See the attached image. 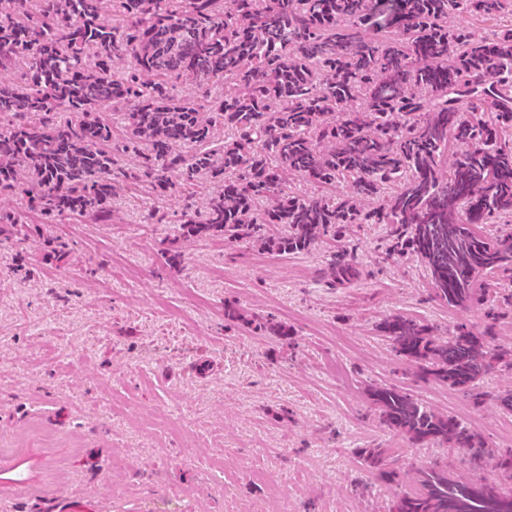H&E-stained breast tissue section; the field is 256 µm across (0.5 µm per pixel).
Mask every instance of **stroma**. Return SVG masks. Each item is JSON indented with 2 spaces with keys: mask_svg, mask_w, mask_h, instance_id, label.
Instances as JSON below:
<instances>
[{
  "mask_svg": "<svg viewBox=\"0 0 512 512\" xmlns=\"http://www.w3.org/2000/svg\"><path fill=\"white\" fill-rule=\"evenodd\" d=\"M153 203L132 185L113 197L109 223L0 234V512H69L67 494L86 512H273L275 486L288 512H389L445 455L456 475L496 476L512 414L415 380L380 330L402 315L438 336L461 323L480 333L484 311L434 299L415 256L383 261L384 226L352 227L350 285L322 275L330 241L274 256L191 240L174 272L159 249L179 234L185 200L166 198L164 223H143ZM228 305L288 326L293 341L228 324ZM372 385L458 416L489 454L413 445L370 410ZM362 448L389 449L395 483L363 466Z\"/></svg>",
  "mask_w": 512,
  "mask_h": 512,
  "instance_id": "obj_1",
  "label": "stroma"
}]
</instances>
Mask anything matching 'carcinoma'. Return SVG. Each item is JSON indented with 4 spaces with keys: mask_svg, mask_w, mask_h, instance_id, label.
<instances>
[{
    "mask_svg": "<svg viewBox=\"0 0 512 512\" xmlns=\"http://www.w3.org/2000/svg\"><path fill=\"white\" fill-rule=\"evenodd\" d=\"M381 2L0 0V68L26 76L0 79V195L21 197L0 224L25 212L104 222L116 191L138 183L157 203L176 189L189 199L180 235L161 248L170 265L182 238L284 256L382 224L385 259L417 256L439 299L485 309L484 333L461 324L446 340L420 320H384L416 377L473 390L512 371V350L490 344L512 293L479 282L512 279V234H481L512 218V0H391L389 19L370 28ZM468 18L499 24L481 36ZM190 79L202 98L174 93ZM119 151L134 163L119 165ZM293 177L308 189H288ZM327 273L352 281L353 253L331 252ZM368 400L416 445L487 451L462 420L396 386L372 387ZM362 457L396 480L385 449ZM419 484L393 512H512V493L492 481L436 467Z\"/></svg>",
    "mask_w": 512,
    "mask_h": 512,
    "instance_id": "1",
    "label": "carcinoma"
}]
</instances>
